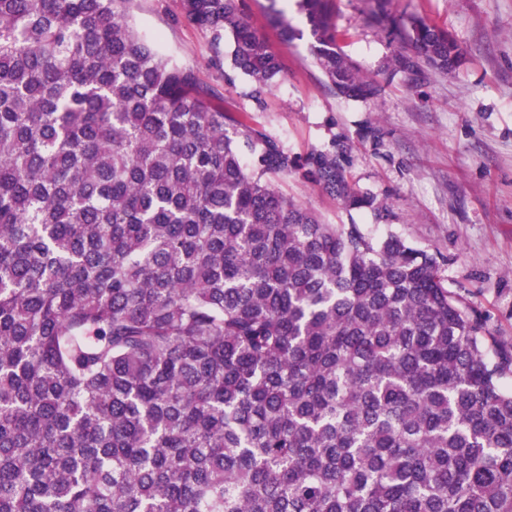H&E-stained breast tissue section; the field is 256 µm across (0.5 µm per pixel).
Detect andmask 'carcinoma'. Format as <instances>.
<instances>
[{
    "mask_svg": "<svg viewBox=\"0 0 512 512\" xmlns=\"http://www.w3.org/2000/svg\"><path fill=\"white\" fill-rule=\"evenodd\" d=\"M133 2L0 0V512H512V350L435 255L269 181L386 218L345 136L301 157L229 117ZM298 7L330 89L377 95L329 0ZM181 10L261 100L280 66L238 0ZM392 23L390 73L458 65Z\"/></svg>",
    "mask_w": 512,
    "mask_h": 512,
    "instance_id": "obj_1",
    "label": "carcinoma"
}]
</instances>
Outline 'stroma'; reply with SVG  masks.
I'll use <instances>...</instances> for the list:
<instances>
[{
	"label": "stroma",
	"instance_id": "1",
	"mask_svg": "<svg viewBox=\"0 0 512 512\" xmlns=\"http://www.w3.org/2000/svg\"><path fill=\"white\" fill-rule=\"evenodd\" d=\"M268 0H243L251 24L272 45L281 73L261 100L230 58H215L208 32L188 21L180 0H135L143 34L219 92L218 106L303 156L347 136L349 174L361 192L390 207L387 219L350 211L301 173L272 183L329 224H356L375 238L394 234L437 255L448 290L475 309L486 330L512 345V0H390L447 28L463 55L450 73L430 67L388 76L399 46L377 0H334L341 53L381 85L370 100L337 96L317 66L309 38L282 42ZM373 128L376 140L361 138Z\"/></svg>",
	"mask_w": 512,
	"mask_h": 512
}]
</instances>
